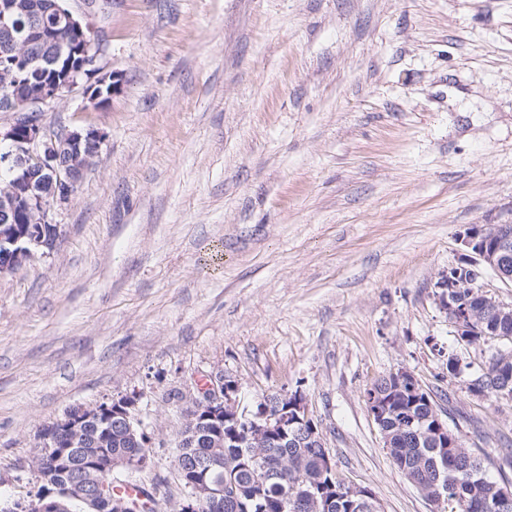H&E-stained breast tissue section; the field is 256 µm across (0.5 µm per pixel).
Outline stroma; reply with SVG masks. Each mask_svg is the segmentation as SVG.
Here are the masks:
<instances>
[{"instance_id":"stroma-1","label":"stroma","mask_w":512,"mask_h":512,"mask_svg":"<svg viewBox=\"0 0 512 512\" xmlns=\"http://www.w3.org/2000/svg\"><path fill=\"white\" fill-rule=\"evenodd\" d=\"M66 5L124 82L39 115L104 143L54 251L0 276V500L35 491L43 426L133 395L152 451L129 481L180 512L177 396L220 373L251 408L302 391L383 512H436L364 401L402 367L512 482V402L467 389L504 344L460 343L437 286L469 227L512 224V0Z\"/></svg>"}]
</instances>
